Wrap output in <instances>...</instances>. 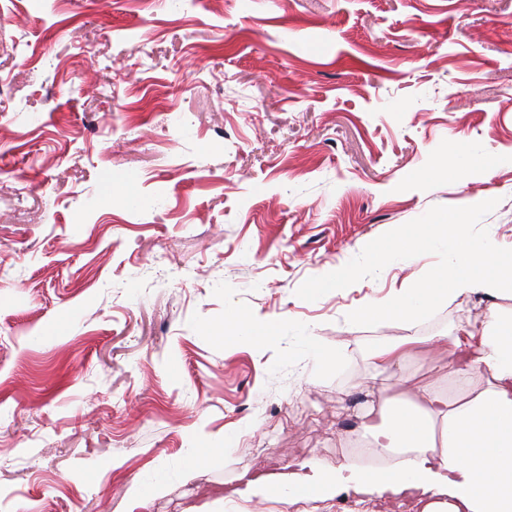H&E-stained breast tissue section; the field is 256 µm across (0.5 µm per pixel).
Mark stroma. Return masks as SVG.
I'll return each mask as SVG.
<instances>
[{
    "mask_svg": "<svg viewBox=\"0 0 512 512\" xmlns=\"http://www.w3.org/2000/svg\"><path fill=\"white\" fill-rule=\"evenodd\" d=\"M446 214L512 254V0H0V512H126L150 475L148 512H268L256 470H335L371 351L490 316L355 318L454 262L374 259ZM236 309L278 335L219 336ZM447 366L389 392L456 401Z\"/></svg>",
    "mask_w": 512,
    "mask_h": 512,
    "instance_id": "1",
    "label": "stroma"
}]
</instances>
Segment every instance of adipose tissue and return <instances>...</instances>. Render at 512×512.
I'll return each mask as SVG.
<instances>
[{"mask_svg":"<svg viewBox=\"0 0 512 512\" xmlns=\"http://www.w3.org/2000/svg\"><path fill=\"white\" fill-rule=\"evenodd\" d=\"M429 238L451 245L456 264L429 284L404 289L395 305L374 303L357 310L358 318L406 320L434 299L479 292L494 300L512 299V258L503 259L492 244L470 241L460 219L443 217L425 225L422 232L405 236L394 253L414 255ZM428 342L447 347L448 372L459 388H467L478 373L486 376V388L455 406L435 390L418 403L389 395L385 373L419 343L403 337L373 354L376 371L366 387L371 402L361 422L375 451L397 448L400 459L381 467L346 464L333 473L311 459L305 466L313 477L261 476L248 481L247 494H270L275 512H287L298 498L325 500L348 489L395 497L416 492L429 499L425 512H512V311L493 310L481 329L464 328Z\"/></svg>","mask_w":512,"mask_h":512,"instance_id":"1","label":"adipose tissue"}]
</instances>
